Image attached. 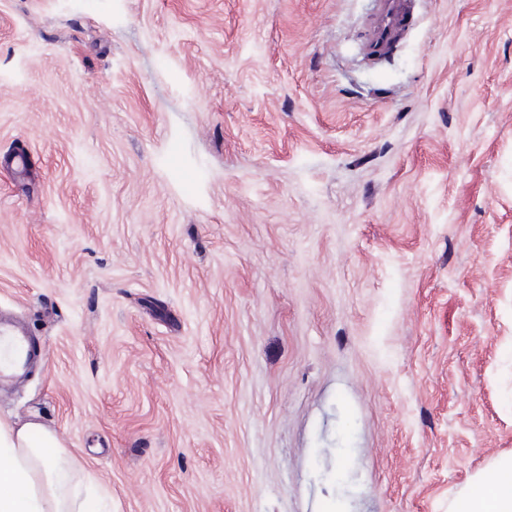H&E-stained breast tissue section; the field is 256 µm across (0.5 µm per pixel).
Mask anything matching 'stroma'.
I'll return each instance as SVG.
<instances>
[{"instance_id":"35a3bbf8","label":"stroma","mask_w":512,"mask_h":512,"mask_svg":"<svg viewBox=\"0 0 512 512\" xmlns=\"http://www.w3.org/2000/svg\"><path fill=\"white\" fill-rule=\"evenodd\" d=\"M415 2L373 62L374 0H0V416L105 512H448L512 456V0ZM36 356L37 347L32 342L0 321V379L7 371L23 370Z\"/></svg>"}]
</instances>
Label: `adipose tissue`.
<instances>
[{"mask_svg":"<svg viewBox=\"0 0 512 512\" xmlns=\"http://www.w3.org/2000/svg\"><path fill=\"white\" fill-rule=\"evenodd\" d=\"M75 469L56 431L0 418V512H94ZM450 512H512V458L497 464L492 480L473 481Z\"/></svg>","mask_w":512,"mask_h":512,"instance_id":"adipose-tissue-1","label":"adipose tissue"}]
</instances>
